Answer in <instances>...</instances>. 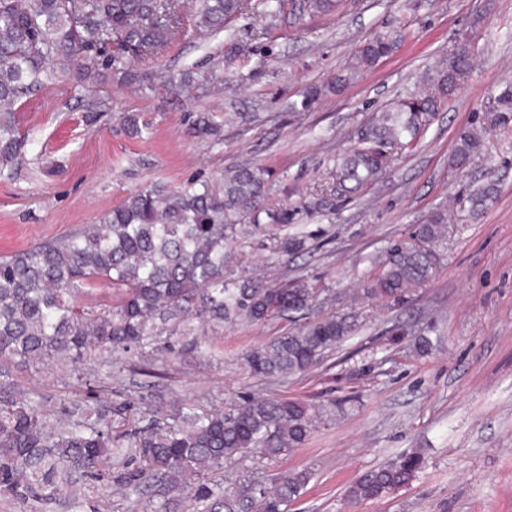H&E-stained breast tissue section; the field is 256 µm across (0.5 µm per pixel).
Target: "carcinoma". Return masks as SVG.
<instances>
[{"label":"carcinoma","mask_w":512,"mask_h":512,"mask_svg":"<svg viewBox=\"0 0 512 512\" xmlns=\"http://www.w3.org/2000/svg\"><path fill=\"white\" fill-rule=\"evenodd\" d=\"M253 10L251 0H0V171L22 158L27 144L15 121L16 105L49 84L86 85L98 77L132 84L134 65L165 51L192 19L205 37ZM401 34H374L355 51L354 68L371 67L389 56ZM471 67L469 46L456 48L438 65L426 87L376 115L361 129L332 168L336 185L319 189L309 211L324 209L336 195L368 187L393 161L398 146L411 148L454 93ZM496 121L512 118V82L497 96ZM195 131L221 136L210 112L197 115ZM483 146L480 134L457 137L455 166L462 168ZM270 174L239 167L224 174L216 190L204 183L171 188L152 184L132 193L99 224L0 258V358L41 363L67 357L143 347L156 325L192 318L222 322L240 318L264 323L309 310L321 294L303 278L268 285L254 278L226 277L233 243L261 226L283 232L278 253L306 249V235H288L298 210L264 204ZM445 217L435 213L406 240L395 241L372 265L374 276L355 302L405 301L407 293L431 279L440 262L438 243ZM105 279L115 304L94 315L79 306L81 285ZM355 331L346 317L310 322L273 337L243 355L253 376L302 374ZM130 403L105 407L81 403L63 413L58 426L37 406L0 397V491L27 503L57 495L81 478L140 494L153 478L187 494L192 512H285L310 474L281 475L272 489L245 485L226 491L215 480L225 461L251 449L268 459L301 446L313 418L301 402L244 397L224 409L178 411L171 424L126 421ZM421 454L361 474L348 492L354 503L377 499L415 477Z\"/></svg>","instance_id":"obj_1"}]
</instances>
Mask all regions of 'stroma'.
<instances>
[{
	"label": "stroma",
	"mask_w": 512,
	"mask_h": 512,
	"mask_svg": "<svg viewBox=\"0 0 512 512\" xmlns=\"http://www.w3.org/2000/svg\"><path fill=\"white\" fill-rule=\"evenodd\" d=\"M391 29L401 33L395 51L353 71L357 45ZM465 41L473 69L417 146L359 196L298 217L293 230L308 235L307 250L281 259L263 234L234 250L233 277L318 281L311 319L354 322L353 335L316 367L283 379L251 375L242 354L302 322L237 319L171 328L143 351L109 360H14L0 368V394L40 405L51 424L89 395L129 402L133 419L164 417L185 403L210 410L244 396L297 399L315 415L308 440L274 460L251 453L225 462L226 487L248 477L270 488L277 476L303 470L310 480L288 512H512V121L486 123L501 83L512 80V0H354L326 15L288 0L264 23L248 14L204 38L184 30L162 55L139 62L137 83L104 79L82 92L47 86L16 110L28 146L14 170L0 173V256L100 223L148 184L218 186L241 165L270 171V203L299 204L330 182V159L375 112L420 87ZM233 49L224 83L185 82L186 72ZM313 85L323 93L302 107ZM89 108L100 115L91 127L83 121ZM201 112L218 115L221 138L195 137ZM127 113L147 123L142 135L125 132ZM464 128L481 130L484 147L458 169ZM485 184L493 199L471 208L470 190ZM438 212L447 231L430 281L400 305L350 304L370 257ZM402 323L413 337L438 338L437 348L420 356L410 339L391 343ZM413 449L424 465L411 483L350 503L363 472ZM96 497L102 512H146L147 501L166 493L157 484L148 500L117 487Z\"/></svg>",
	"instance_id": "35a3bbf8"
}]
</instances>
